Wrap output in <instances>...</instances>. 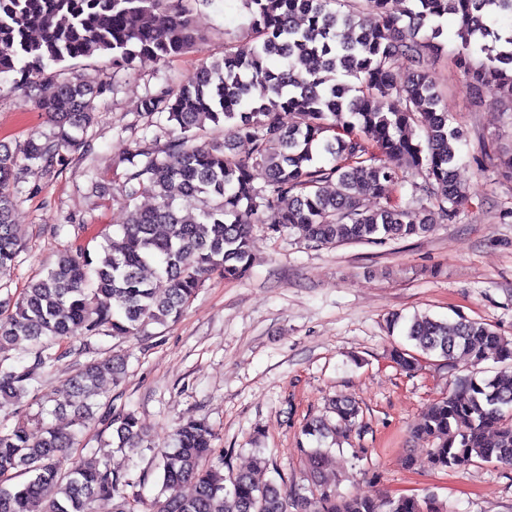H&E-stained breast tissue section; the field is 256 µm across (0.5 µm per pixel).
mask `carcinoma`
Masks as SVG:
<instances>
[{"instance_id":"1","label":"carcinoma","mask_w":512,"mask_h":512,"mask_svg":"<svg viewBox=\"0 0 512 512\" xmlns=\"http://www.w3.org/2000/svg\"><path fill=\"white\" fill-rule=\"evenodd\" d=\"M206 0H0V75L19 71L36 84L46 71L94 53L112 58V69L136 59L161 63L183 54L196 41L193 4ZM251 16V42L224 45V54L175 86L147 97L143 111L172 133L162 149L137 146L122 195L126 204L148 195L153 205L134 209L130 222L108 238L94 259L86 250L63 252L54 267L31 279L14 302L0 310V403L18 404L35 394L34 382L60 355L52 340L69 336L149 335L151 325L178 320L218 272L226 280L250 273L251 225L266 209L279 213L275 229L286 228L310 247L382 244L426 236L435 225L455 221L470 202L457 178V144L462 134L448 123L431 60L445 49L439 41L448 22L456 24L458 54L469 79L473 105L488 92L512 101V0H241ZM370 7L373 21L357 14ZM406 78H396L398 62ZM101 91L66 81L36 101L57 129L44 141L0 145V281L14 270L20 248L12 219V186L21 161L53 172L62 149L79 144L92 126ZM227 126L222 143L200 144L206 123ZM424 140L415 138V130ZM250 144L240 156L230 138ZM331 165H317L318 154ZM413 169L403 205L393 193L399 166ZM179 189L181 203L173 190ZM378 199L371 207L366 196ZM200 210L199 217L182 215ZM153 268L166 281L160 293L145 276ZM403 326L417 353L393 351L403 369L418 367L417 354L480 363L492 357L504 369L492 377L465 379L458 393L436 399L415 433L432 443L429 464L452 471L478 461L512 467V342L492 325L460 317L438 320L416 315ZM32 355L15 365L13 353ZM127 357H93L65 379L55 399L58 412L87 428L99 407L104 374L120 383ZM337 424L311 420L303 434L319 440L336 427L354 425L359 405L330 400ZM24 415L0 430V512H94L101 498H117V512H134L137 497L127 474L107 462L67 457L75 434L44 425L30 431ZM117 450L138 454L148 439L133 411L112 417ZM204 420L180 425L172 446L161 451V496L146 512H444L435 495L401 496L380 502L344 498L326 475L328 450L301 449L308 484L283 489L260 484L262 457L224 484V449ZM27 474L17 486L7 482ZM194 487L191 495L183 485Z\"/></svg>"}]
</instances>
